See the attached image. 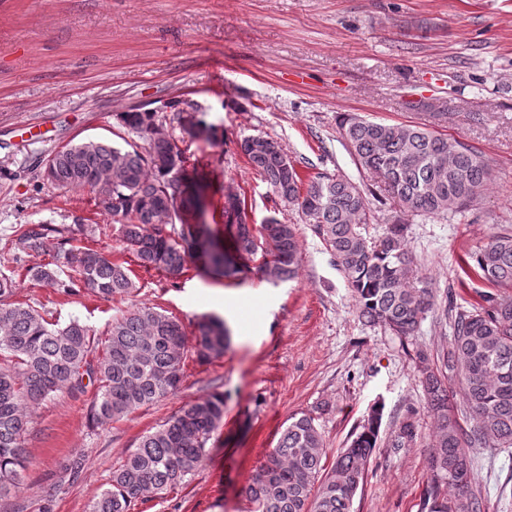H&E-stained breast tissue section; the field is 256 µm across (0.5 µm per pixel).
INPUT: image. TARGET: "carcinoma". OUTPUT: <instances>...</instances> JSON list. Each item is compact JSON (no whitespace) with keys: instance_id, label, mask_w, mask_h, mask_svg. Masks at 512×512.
Wrapping results in <instances>:
<instances>
[{"instance_id":"obj_1","label":"carcinoma","mask_w":512,"mask_h":512,"mask_svg":"<svg viewBox=\"0 0 512 512\" xmlns=\"http://www.w3.org/2000/svg\"><path fill=\"white\" fill-rule=\"evenodd\" d=\"M131 140L125 146L89 140L55 152L43 172L58 189L88 187L97 205L120 225L123 241L139 266L177 279L197 253L205 229L190 222L202 202V185L187 168L177 137L210 132L191 99L150 111L117 114ZM339 127L358 167L375 173L383 190L415 216H448L468 209L486 189L490 168L465 143L413 124H385L354 115ZM240 149L281 201L301 211L305 223L334 257L370 325L390 330L403 349L435 311L431 283L419 274L407 241V226L391 224L371 239L364 191L352 181L321 174L303 183L293 163L283 162L274 140L250 135ZM224 227L233 253L222 246L205 253L210 268L226 277L260 267L280 280L294 278L301 252L294 225L270 217L247 222L237 193L224 194ZM96 223L75 222L69 237L51 252L47 240L63 230L42 225L19 236L22 251L51 260L28 268L32 280L64 295L88 290L107 299L131 295L130 270L112 256L76 245L92 238ZM475 275L497 288H512V229L490 235L471 255ZM70 270L68 280L59 270ZM15 282L0 276V494L26 486L27 458L22 436L30 403L66 390L81 393L98 384L91 407L99 422L119 420L133 410L174 393L184 376L188 353L200 361L224 356L228 332L223 321L204 318L188 338L180 321L142 305L112 320L105 351L93 354L92 333L77 320L49 321L28 303L13 300ZM444 316L452 336L448 351L434 362L414 350L425 409L433 418L428 435L430 477L424 493L427 512H487L488 500L475 483L474 467L487 448H512V295L486 293L483 304L466 308L448 302ZM419 411L407 409L389 439L398 452L422 439ZM224 421V393L183 406L112 471L90 512H130L140 497L182 484L202 464L207 444ZM382 407L373 406L347 447L325 468L322 432L312 414L288 419L275 447L257 468L246 494L254 512H352L378 447Z\"/></svg>"}]
</instances>
